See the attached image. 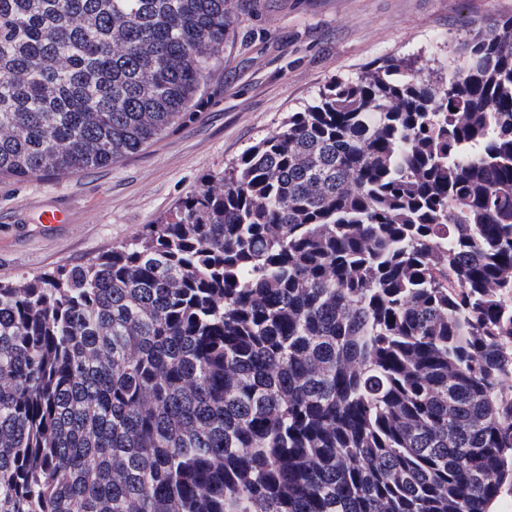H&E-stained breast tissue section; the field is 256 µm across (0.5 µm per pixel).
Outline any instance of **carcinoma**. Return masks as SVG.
Here are the masks:
<instances>
[{
  "mask_svg": "<svg viewBox=\"0 0 512 512\" xmlns=\"http://www.w3.org/2000/svg\"><path fill=\"white\" fill-rule=\"evenodd\" d=\"M236 0H0V178L189 115ZM337 80L170 216L0 281V512H488L512 489V15Z\"/></svg>",
  "mask_w": 512,
  "mask_h": 512,
  "instance_id": "carcinoma-1",
  "label": "carcinoma"
}]
</instances>
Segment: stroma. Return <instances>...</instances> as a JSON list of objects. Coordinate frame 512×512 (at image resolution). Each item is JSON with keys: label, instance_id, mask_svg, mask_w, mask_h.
<instances>
[{"label": "stroma", "instance_id": "obj_1", "mask_svg": "<svg viewBox=\"0 0 512 512\" xmlns=\"http://www.w3.org/2000/svg\"><path fill=\"white\" fill-rule=\"evenodd\" d=\"M234 37L193 113L139 153L68 177L0 179V281L93 259L174 211L204 177L278 130L331 81L418 55L450 64L472 28L512 0H238ZM59 210L66 220L44 224Z\"/></svg>", "mask_w": 512, "mask_h": 512}]
</instances>
